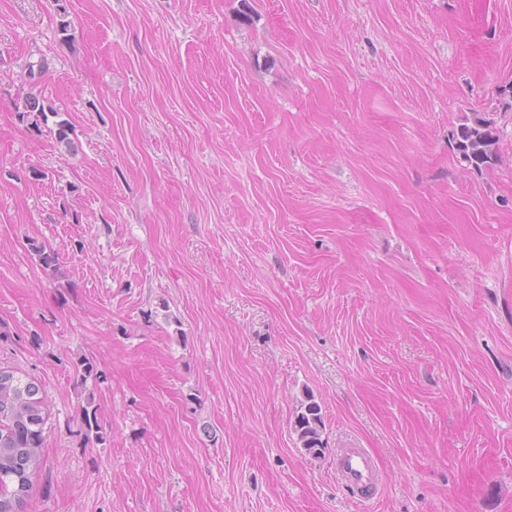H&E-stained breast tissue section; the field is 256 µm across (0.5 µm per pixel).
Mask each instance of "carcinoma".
Listing matches in <instances>:
<instances>
[{"label":"carcinoma","instance_id":"obj_1","mask_svg":"<svg viewBox=\"0 0 512 512\" xmlns=\"http://www.w3.org/2000/svg\"><path fill=\"white\" fill-rule=\"evenodd\" d=\"M450 144L474 170L488 169L496 160L492 121L480 114L466 118L451 133ZM302 408L294 430L301 447L317 454L322 447L321 407L310 401ZM45 423L41 386L0 367V512H23L40 466Z\"/></svg>","mask_w":512,"mask_h":512}]
</instances>
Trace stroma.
<instances>
[{"label":"stroma","instance_id":"35a3bbf8","mask_svg":"<svg viewBox=\"0 0 512 512\" xmlns=\"http://www.w3.org/2000/svg\"><path fill=\"white\" fill-rule=\"evenodd\" d=\"M0 366L26 512H512V0H0ZM492 124L490 119L472 114L451 133L449 141L452 149L474 170L488 169L496 160V138ZM46 423L41 386L0 367V512H22L40 466ZM303 408L304 410L302 411ZM300 409L301 411L295 420L294 430L298 435L301 447L308 454H317L322 447L321 430L323 424L321 407L315 402L310 401L307 404H303ZM336 472L342 483L359 500H372L379 494L380 473L369 449L348 448L336 461Z\"/></svg>","mask_w":512,"mask_h":512}]
</instances>
